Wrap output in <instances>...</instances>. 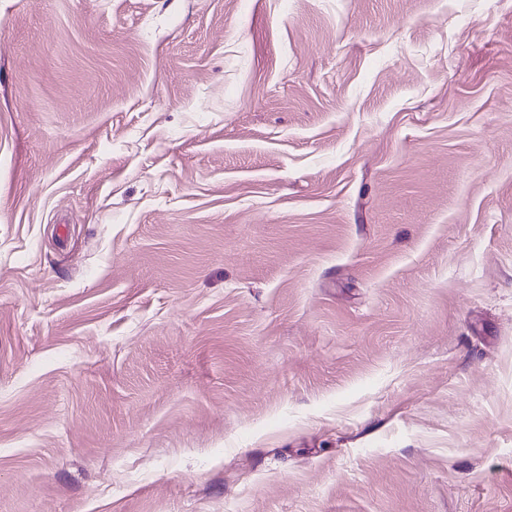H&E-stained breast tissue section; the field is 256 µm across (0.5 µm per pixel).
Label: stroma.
I'll list each match as a JSON object with an SVG mask.
<instances>
[{"mask_svg": "<svg viewBox=\"0 0 512 512\" xmlns=\"http://www.w3.org/2000/svg\"><path fill=\"white\" fill-rule=\"evenodd\" d=\"M0 512H512V0H0Z\"/></svg>", "mask_w": 512, "mask_h": 512, "instance_id": "1", "label": "stroma"}]
</instances>
